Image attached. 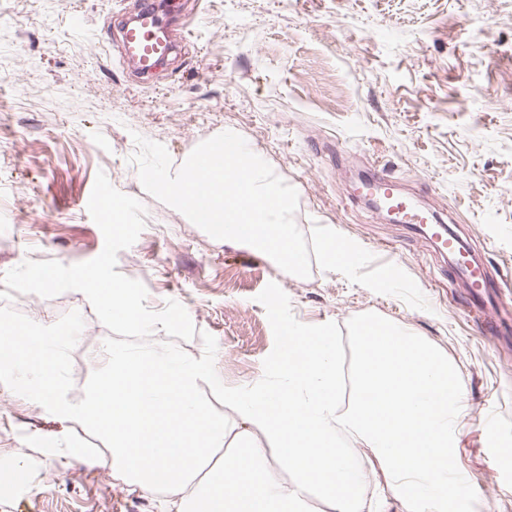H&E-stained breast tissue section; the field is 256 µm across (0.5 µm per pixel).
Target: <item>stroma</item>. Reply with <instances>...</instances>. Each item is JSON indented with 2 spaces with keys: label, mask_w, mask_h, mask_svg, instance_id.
Segmentation results:
<instances>
[{
  "label": "stroma",
  "mask_w": 512,
  "mask_h": 512,
  "mask_svg": "<svg viewBox=\"0 0 512 512\" xmlns=\"http://www.w3.org/2000/svg\"><path fill=\"white\" fill-rule=\"evenodd\" d=\"M177 59L150 83L122 57L117 25L132 0H0V275L23 261H89L104 246L88 213L97 171L145 206L146 225L117 272L146 305L180 302L217 341L228 386L263 376L274 339L257 295L277 283L305 324L346 326L373 312L442 348L468 405L457 466L475 512H512V339L479 335L463 281L409 224L382 219L349 175L388 172L415 204L512 283V0H177ZM237 130L298 192L294 219L310 253L300 278L240 244L213 239L142 187L133 133L180 168L202 141ZM328 231L359 244L347 274L328 269ZM399 282L378 287L384 261ZM50 325L78 291L19 297ZM86 437L0 384V512H162L164 495L125 485L111 467L27 446L24 435Z\"/></svg>",
  "instance_id": "stroma-1"
}]
</instances>
